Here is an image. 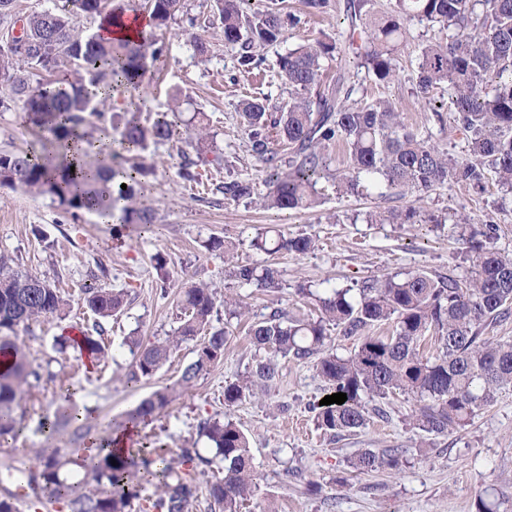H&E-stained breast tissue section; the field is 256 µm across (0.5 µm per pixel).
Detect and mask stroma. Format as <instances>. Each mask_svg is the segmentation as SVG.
I'll use <instances>...</instances> for the list:
<instances>
[{"label": "stroma", "mask_w": 512, "mask_h": 512, "mask_svg": "<svg viewBox=\"0 0 512 512\" xmlns=\"http://www.w3.org/2000/svg\"><path fill=\"white\" fill-rule=\"evenodd\" d=\"M345 2L330 0L327 13L311 15L304 0H285L300 22L283 42L258 48L263 63L250 72L242 71L236 52L225 48L213 0H185L183 14L168 27L155 30L166 51L164 68L159 73L146 72L141 92L153 116L178 101L181 120L170 141L151 146L146 153L151 173L142 201L156 213L152 229L125 223L118 207L112 211L111 223L105 224L88 212L72 217L51 197L0 186V254L54 283L69 300L61 314L17 333V342L28 353L30 386L14 412L21 431L0 445V464L10 460L31 467L36 449L65 448L74 459L65 468L69 481H82L85 471L78 461L87 454L88 435L121 428L124 413L152 391L173 385L182 367L194 359L197 344L191 341L150 379L135 387L126 384L132 357L123 344L125 337L135 336L148 344L176 329L183 287L204 283L217 294L239 295L257 320L276 308L292 315H317L316 297L370 278L417 270L463 277L470 262L451 229L462 212L478 224L498 225L499 234L490 245L512 254V194L493 182L480 195L445 184L420 201L387 188L340 198L329 170L319 181L322 204L300 212L265 209L248 199L228 204L216 192V185L231 176L259 184L267 178L241 125L239 104L253 98L267 99L272 105L287 102L279 55L325 34L334 38L345 34ZM195 35L207 39V59L194 53L190 39ZM446 35L440 27L407 22L395 78L378 82L365 70L353 68L348 83L354 100H389L406 113L412 129L429 130L441 147L459 154L464 149L460 135L439 125L431 111L420 106L415 92L422 46L445 42ZM197 112L206 115L214 148L198 166L199 181L187 182L179 171L184 159L196 156L189 134ZM43 144L21 107L0 110V151H39ZM414 203L442 218V226L365 221L367 212L400 210ZM271 227L288 236H312L314 251L267 257L251 242ZM214 238L232 242L236 262L274 261L281 274V290L269 293L238 283L223 251L206 250V243ZM158 254L167 260L170 282L166 285L155 268ZM89 285L127 294L124 312L105 325L102 344L107 360L95 365L87 362L69 334L76 327L93 329L95 317L83 302V290ZM302 287L311 290V297L299 295ZM229 330L223 361L192 390L148 417L136 435L139 445L165 449L172 457L184 448L198 449L199 458L181 466L195 489L187 512H210L208 488L221 464L213 460L199 428L214 418L240 423L249 439L259 488L241 512H473L475 498L483 491L495 499L497 512H512V388L499 392L494 403L446 436L413 427L408 419L412 401L403 395L385 403L386 419L374 418L364 429L334 436L318 428L309 410L310 403L326 395L309 359H279V376L268 395L225 408V385L259 357L248 341L246 324L231 322ZM64 387L79 397L91 415L84 421L60 423L53 434H46L40 424L61 414L59 394ZM367 448L403 449L400 470L356 473L350 463ZM311 479L321 484L320 493L307 491Z\"/></svg>", "instance_id": "1"}]
</instances>
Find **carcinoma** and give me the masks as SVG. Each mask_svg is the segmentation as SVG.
Returning a JSON list of instances; mask_svg holds the SVG:
<instances>
[{"label": "carcinoma", "mask_w": 512, "mask_h": 512, "mask_svg": "<svg viewBox=\"0 0 512 512\" xmlns=\"http://www.w3.org/2000/svg\"><path fill=\"white\" fill-rule=\"evenodd\" d=\"M61 2L25 17L31 34H54L56 40L24 52L0 51V88L7 91L0 97V107L22 104L30 123L50 136L51 145L38 154L0 152V185L17 183L55 198L73 215L91 209L93 199L103 209L125 201L129 203L126 223L149 229L155 221L153 210L132 203L134 186L146 174L143 165L115 170L90 161L87 153L72 163L60 157L58 149L70 140L91 143L94 133L102 130L94 121L101 116L96 103L111 98L119 88L138 89L146 71L163 60L164 48L147 35L106 41L80 24L88 16L101 24L121 18L120 3ZM214 3L224 26V46L238 51L240 65L248 70L263 62L253 49L280 41L298 23L294 14L279 9L249 15L242 9L244 0ZM143 8L151 24L160 27L176 20L185 4L184 0H146ZM415 19L448 30L446 43L425 44L420 50L416 95L429 104L434 89L448 86L447 111L465 141L461 155L410 128L404 113L388 100L349 102L352 88L345 76L330 78L325 73L324 60L340 57L381 82L392 80L406 22ZM345 21L353 55L329 36L299 45L279 60L288 102L276 109L259 99L241 103L245 134L273 174L265 193L253 181L233 179L217 185L224 200L256 197L279 210L312 208L319 203L316 185L329 168V150L339 145L346 154V168L336 171V193L342 196H359L378 183L419 200L448 182L481 193L491 176L512 192V0H393L388 11L377 10L375 0H347ZM143 107L144 100L133 97L123 114H110L109 126L119 129V142L129 152H143L174 136L173 123L163 117L142 123ZM193 142L199 153L213 145L202 118ZM419 222L441 220L414 206L367 217L369 224ZM454 228L469 254L470 269L464 278L415 271L371 279L356 290L334 288L318 298L315 317L297 318L276 309L252 322L247 331L250 343L270 356L224 386V406L266 395L278 376L277 357L312 358L329 394L347 396L341 405L311 407L318 426L334 436L355 433L371 417L384 415L376 402L396 394L412 399L411 420L423 432L447 435L464 426L491 405L500 390L512 386V342L483 336L488 326L512 317V256L484 243L498 231L494 224L478 229L474 219L463 213ZM253 246L269 256L305 255L314 250L315 239L275 233L257 238ZM232 276L265 292L282 288L279 270L272 263H235ZM32 278L15 267L13 258L0 254V359L9 361L0 371V437L15 432L14 407L29 385L27 353L16 342L17 330L68 306V299L51 282L18 304V293ZM84 302L98 318L109 319L123 311L126 299L122 291L87 286ZM223 304L225 312L239 321L249 315L238 296L224 294ZM215 307V292L203 283L194 284L182 293L184 317L173 334L148 346L135 338L127 340L133 356L127 383L136 385L151 378L182 344L202 338L176 387L152 392L126 412V420H143L165 409L175 389L191 390L224 358L228 331L212 324ZM332 328L345 338L359 337L349 355L340 356L331 347ZM428 337L435 347L430 356L421 351ZM80 349L90 359L105 355L101 343L88 334L83 335ZM201 434L214 457L224 462V476L209 487L214 510L240 512L258 489L248 438L239 424L220 418L204 423ZM35 457L41 470L29 479L36 497L61 501L68 512H127L131 501L140 498L142 483L154 479L158 480L155 491L146 498L153 512H185L194 497L175 459L160 448L114 450L99 457L90 470L96 484L93 491L61 478V469L69 463L62 449L42 448ZM400 464L401 454L394 448L365 449L352 462L362 473L397 470Z\"/></svg>", "instance_id": "1"}]
</instances>
